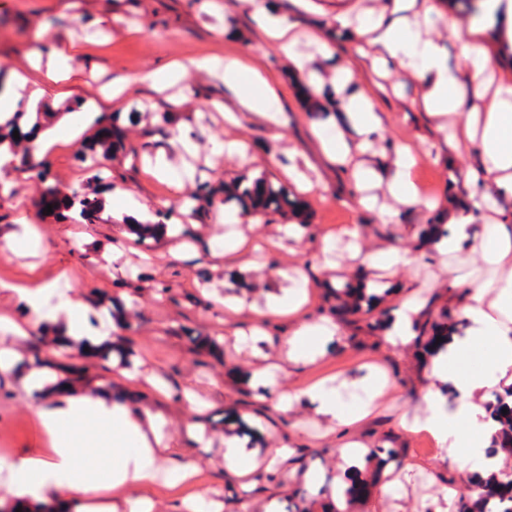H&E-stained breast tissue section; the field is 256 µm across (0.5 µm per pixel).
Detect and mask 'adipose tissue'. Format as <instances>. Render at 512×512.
I'll use <instances>...</instances> for the list:
<instances>
[{
    "mask_svg": "<svg viewBox=\"0 0 512 512\" xmlns=\"http://www.w3.org/2000/svg\"><path fill=\"white\" fill-rule=\"evenodd\" d=\"M248 3L253 16L268 25L279 56L292 70H306L297 52L299 39L329 46L325 36L295 31L273 19L269 0ZM407 12L423 24L441 22L460 35L456 66H449L444 45L408 30L403 18ZM337 21L344 39L355 43L358 56L371 70H391L418 81L422 86L418 107L449 130L457 155L477 157L466 173L476 199L475 212L441 207L439 221L449 232L428 235L441 267L448 272L453 310L465 321L467 333L449 342L447 351L432 360L424 409L402 425L407 433L433 436L461 469L498 470L504 453L491 456L487 450L500 423L486 404L492 392L512 386V212L499 204L502 198L512 199V87H499L488 110L469 108L465 87L483 86L495 61L475 38L462 37L458 22L445 16L433 0H385L368 23L354 22L346 14ZM351 80V68L337 66L331 101L359 141L349 147L340 132L321 137L320 149L350 174L356 187L355 204L371 209L375 200L368 189L378 174L353 153L365 151L380 119L372 99L349 93ZM414 164L410 145L396 150L388 191L405 208L425 204L411 177ZM123 210L130 223L150 221L157 239L165 241L179 234L178 225L161 221L149 200L136 193H126ZM477 262L486 269L485 278L469 273V266ZM68 279L67 270L61 269L48 281L34 274L0 286L9 304L0 312V374L12 378L18 397L34 403L50 443L43 455L0 458V494L11 512H154L149 489L170 476L179 483L196 476L192 451H174L164 415L133 407L127 396L115 391L119 384L128 388L150 384V377L122 370L114 383L88 382L79 365L89 353L112 343L114 325L107 307H92L81 294L63 292L61 285ZM416 292L411 280L394 289L402 301L386 333L391 345L411 341L419 314L413 301ZM34 329L46 333L47 341L40 359L27 360L14 342ZM341 334L337 322H298L283 342L279 361L257 376L256 386L274 392L281 405L306 400L338 429L354 428L375 412L378 399L389 388L385 373L371 374L364 398L353 413L346 408L342 387L320 383L288 392L279 386L289 364L314 362L318 351ZM66 351L76 357L77 366L59 365ZM447 386L457 393L456 401L447 400L443 393Z\"/></svg>",
    "mask_w": 512,
    "mask_h": 512,
    "instance_id": "1",
    "label": "adipose tissue"
}]
</instances>
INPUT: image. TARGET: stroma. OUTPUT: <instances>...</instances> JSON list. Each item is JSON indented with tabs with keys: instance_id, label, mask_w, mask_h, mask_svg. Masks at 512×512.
<instances>
[{
	"instance_id": "1",
	"label": "stroma",
	"mask_w": 512,
	"mask_h": 512,
	"mask_svg": "<svg viewBox=\"0 0 512 512\" xmlns=\"http://www.w3.org/2000/svg\"><path fill=\"white\" fill-rule=\"evenodd\" d=\"M274 5L277 18L301 28H324L340 13L370 16L382 0H274ZM450 12L463 26L478 30L482 45L497 58L494 85L512 86V46L501 38L512 30V0H453ZM70 42L79 49L75 72L68 82L42 84V111L54 117L66 114L101 89L127 85L125 110L133 120L126 125L125 150L92 172L80 160L79 150L96 127L78 120L70 140L37 154L49 170V183L101 199L102 207L89 223L41 213L36 202L45 184L20 171L0 172V229L13 226L22 211L37 228L35 238L18 241L13 250H0V281L19 282L34 271L49 279L64 268L71 287L80 290L89 305L108 297L117 333L133 352V368L157 378V389L141 396V404L168 416L175 447L195 451L193 482L168 481L152 488L156 512H180L183 499L200 493L223 502V512H260L273 489L285 507L295 502L296 485L289 478L294 469H307L320 485L339 480L343 470L334 450L342 440L340 432L330 430L308 402L284 410L277 408L276 398L254 393V372L277 362L288 331L287 317L270 313L269 305L287 296L293 286L287 274L295 268L307 279L301 314L311 321L325 319L333 305L330 288L335 278L396 284L398 275L369 268L355 258L346 234L355 225L363 230V250L409 251V272L420 285L417 304L426 305L436 295L447 297L448 277L432 248L422 242L435 211L396 208L386 183L393 174L395 147L407 143L419 156L412 177L421 195L439 198L450 184L458 206L469 210V159L438 156L446 132L415 106L417 81L355 65L351 87L373 97L382 125L364 155L379 174L370 190L376 207L362 210L351 204L349 178L318 150V135L336 128L335 114L315 115L305 106L295 76L244 0H0V91L17 74L28 73L36 52ZM228 55L242 56L276 91L281 105L276 121L241 110V88L224 82ZM205 58L212 60V68L196 69V62ZM173 62L185 68L182 81L153 88L148 74ZM214 100L237 111L239 124H227L211 108ZM182 125L193 130L195 154L185 153L176 139ZM217 140L242 141L248 150L242 155L217 154ZM159 151L174 174L191 170L195 183L214 188L243 177H263L293 193L297 187L285 168L314 167L321 179L305 200L301 239L285 237L281 230L299 219L288 211L261 215L254 224L217 223L218 212H237L239 204L232 201L219 210L204 200L185 202L173 185L155 177L151 162ZM127 190L148 198L159 210L171 211L180 239L188 245L183 254L172 255L167 242L126 231L121 206ZM391 208L396 216L383 220L381 211ZM235 233L261 243L263 249L241 254L235 275L229 276L217 244ZM326 240L336 245L328 255L322 251ZM116 250L121 253L117 259L112 256ZM253 327L262 330L253 346L234 343V331ZM191 331L222 339L223 357L195 348L187 339ZM344 334V339L322 347L315 363L291 366L280 380L282 389L325 380L348 384L359 394L368 369L383 367L395 383L392 397L363 422L360 433L368 447L397 450V459L388 464L395 483L387 491L373 488L353 512H435L443 503L440 491L446 479L455 478L457 491L464 492L471 474L436 451L430 435H406L399 424L401 416L420 413L430 383L428 366L420 364L413 347L383 343L381 332L348 327ZM192 417L205 428L206 447H196L184 430L185 420ZM233 436L258 460L281 444L293 452L274 480H267L261 468L251 474L252 489L246 493L239 479L224 472V440ZM47 446L33 403L17 399L11 380L1 376L0 448L21 457L44 452ZM409 460L421 461L422 469L404 472Z\"/></svg>"
}]
</instances>
